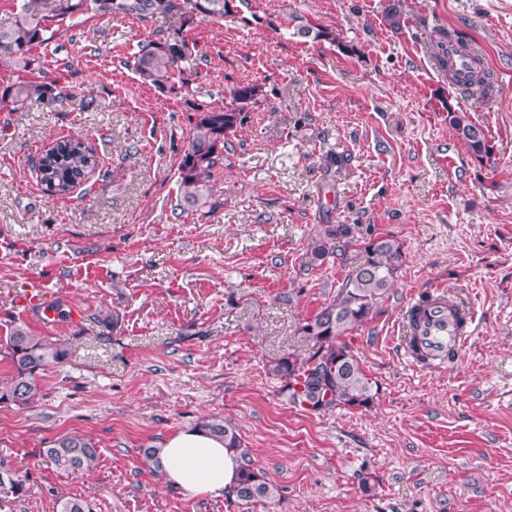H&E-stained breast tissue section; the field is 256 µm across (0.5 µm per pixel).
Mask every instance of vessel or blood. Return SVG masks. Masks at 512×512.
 <instances>
[{"instance_id":"vessel-or-blood-1","label":"vessel or blood","mask_w":512,"mask_h":512,"mask_svg":"<svg viewBox=\"0 0 512 512\" xmlns=\"http://www.w3.org/2000/svg\"><path fill=\"white\" fill-rule=\"evenodd\" d=\"M470 310L451 311L448 295L435 288L410 300L403 313L402 347L413 363H447L449 352L461 351L469 337Z\"/></svg>"}]
</instances>
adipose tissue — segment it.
I'll use <instances>...</instances> for the list:
<instances>
[{
    "label": "adipose tissue",
    "mask_w": 512,
    "mask_h": 512,
    "mask_svg": "<svg viewBox=\"0 0 512 512\" xmlns=\"http://www.w3.org/2000/svg\"><path fill=\"white\" fill-rule=\"evenodd\" d=\"M159 458L166 479L189 497L222 495L234 483L240 465L223 438L197 427L169 437Z\"/></svg>",
    "instance_id": "obj_1"
}]
</instances>
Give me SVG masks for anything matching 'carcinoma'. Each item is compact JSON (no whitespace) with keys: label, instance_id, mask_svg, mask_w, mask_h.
Masks as SVG:
<instances>
[{"label":"carcinoma","instance_id":"obj_1","mask_svg":"<svg viewBox=\"0 0 512 512\" xmlns=\"http://www.w3.org/2000/svg\"><path fill=\"white\" fill-rule=\"evenodd\" d=\"M229 0H193L183 9L178 0H21L13 21L0 26V61H27L34 48L47 42L48 22L62 23L82 9L97 16L151 14L163 19L179 18L178 32L170 40L151 42L139 50L134 68L139 76L161 92L176 93L184 82L176 79L178 61L189 51L187 34L198 20L224 19L229 13ZM294 34L314 40L336 41L333 32L311 23L294 26ZM469 48V39L445 28L434 30L429 40L433 56L448 72L451 84L468 90L479 87L492 91L493 73L485 65H474L465 80L448 60V43ZM260 88L239 85L231 91V104L224 107H198L187 149L178 163V190L183 208H194L207 202L214 170L224 160L228 137L241 127L247 109L256 100ZM70 97V93L51 82L29 80L8 85L0 90V112H17L26 104L39 102L53 105ZM448 124L478 161H488L494 154L484 129L472 122L463 111L448 108ZM98 167L95 150L79 137L57 139L41 151L37 178L44 190L64 197L86 182ZM350 247L358 248L360 260L351 264L333 299L312 317L302 322L297 334L306 344L307 353L300 357L289 353L277 359L271 368L283 380V392L295 406L310 405L313 412L335 408L360 409L373 403L375 382L366 374L346 338L372 320L379 304L393 287L403 260L402 245L390 236H357L349 224H321L309 250L307 267H319L325 261ZM0 350L10 361L13 375L0 387V404L26 406L41 392L40 380L46 367L64 362L67 343L53 336L32 333L25 324H15L7 335L0 336ZM198 427L224 438V445L241 460L236 481L225 492L228 499L242 504L274 499L280 488L254 467L251 453L235 427L224 420L211 419ZM100 456L97 443L83 435H64L42 450L41 462L59 472L87 471ZM28 475H21L0 460V496L24 497L29 493Z\"/></svg>","mask_w":512,"mask_h":512}]
</instances>
